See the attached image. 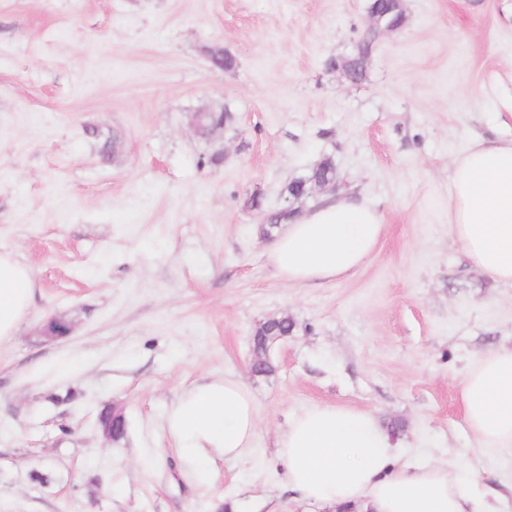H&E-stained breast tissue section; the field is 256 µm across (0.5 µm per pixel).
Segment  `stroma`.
Segmentation results:
<instances>
[{
    "label": "stroma",
    "mask_w": 512,
    "mask_h": 512,
    "mask_svg": "<svg viewBox=\"0 0 512 512\" xmlns=\"http://www.w3.org/2000/svg\"><path fill=\"white\" fill-rule=\"evenodd\" d=\"M404 5L352 82L328 61L357 53L368 0H0V250L37 282L0 344V512H322L275 456L318 403L374 413L404 461L456 466L457 382L512 344V288L454 244L448 168L472 135L512 137V0ZM216 45L234 69L211 66ZM216 106L235 117L217 167L189 127ZM326 156L385 230L355 274L291 287L263 216ZM283 314L298 331L253 374V329ZM53 316L69 336H43ZM226 376L252 392L258 432L203 480L165 419L192 382ZM112 403L117 442L97 423ZM468 472L512 512L511 451Z\"/></svg>",
    "instance_id": "35a3bbf8"
}]
</instances>
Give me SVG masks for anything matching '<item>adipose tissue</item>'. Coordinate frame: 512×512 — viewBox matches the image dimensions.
<instances>
[{
	"instance_id": "adipose-tissue-1",
	"label": "adipose tissue",
	"mask_w": 512,
	"mask_h": 512,
	"mask_svg": "<svg viewBox=\"0 0 512 512\" xmlns=\"http://www.w3.org/2000/svg\"><path fill=\"white\" fill-rule=\"evenodd\" d=\"M449 231L470 264L512 286V138L472 137L448 176ZM385 226L355 194H323L275 232L267 255L275 275L294 286L337 280L358 271ZM36 281L11 251L0 252V344L16 336ZM473 442L470 453L512 449V346L476 360L458 381ZM167 431L199 475L211 452L241 460L258 427L257 404L238 379L205 381L185 390L167 414ZM398 440L371 412L315 404L292 416L277 436V456L298 500L325 512H493L486 493L455 471L424 463L399 465Z\"/></svg>"
}]
</instances>
